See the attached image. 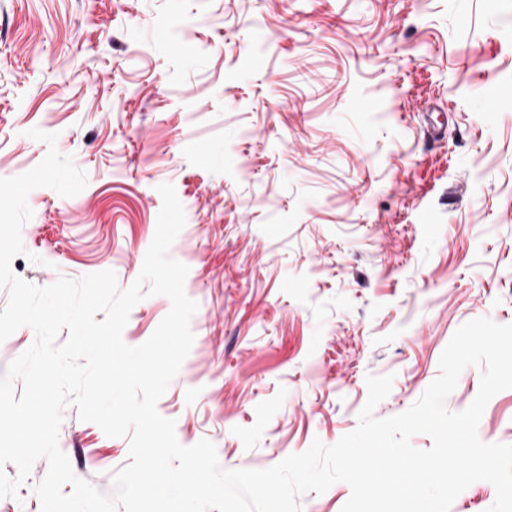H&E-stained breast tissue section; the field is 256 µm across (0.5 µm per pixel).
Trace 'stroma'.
Instances as JSON below:
<instances>
[{
  "instance_id": "35a3bbf8",
  "label": "stroma",
  "mask_w": 512,
  "mask_h": 512,
  "mask_svg": "<svg viewBox=\"0 0 512 512\" xmlns=\"http://www.w3.org/2000/svg\"><path fill=\"white\" fill-rule=\"evenodd\" d=\"M87 174L30 192L18 277L140 274L172 184L169 255L197 302L157 403L185 447L264 470L407 410L465 322L512 324V0H0V178L46 143ZM140 301L138 346L169 312ZM486 443L512 444V389ZM129 437L63 412L75 475L114 491ZM38 460L0 512H41Z\"/></svg>"
}]
</instances>
